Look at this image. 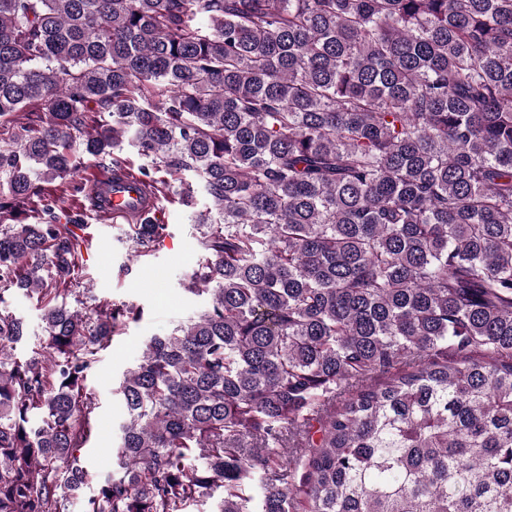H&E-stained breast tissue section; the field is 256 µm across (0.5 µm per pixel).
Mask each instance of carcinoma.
<instances>
[{"label":"carcinoma","instance_id":"cac0c4a2","mask_svg":"<svg viewBox=\"0 0 512 512\" xmlns=\"http://www.w3.org/2000/svg\"><path fill=\"white\" fill-rule=\"evenodd\" d=\"M194 205L96 491L82 159ZM184 185L170 192L168 178ZM41 203L33 222L29 205ZM168 225H128L131 256ZM0 512H512V0H0ZM77 300L73 306L70 299ZM6 307L9 311L15 313L18 316L24 318L28 325L29 336L27 343L18 348L19 352L26 353L31 350L34 345H37L39 339L43 334L41 311L39 310L36 301L23 297L17 296H5Z\"/></svg>","mask_w":512,"mask_h":512}]
</instances>
